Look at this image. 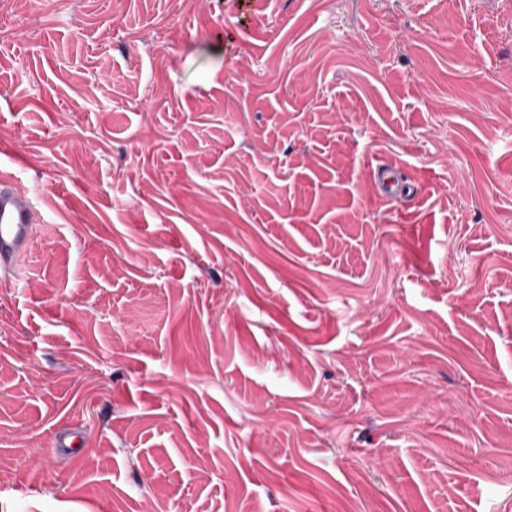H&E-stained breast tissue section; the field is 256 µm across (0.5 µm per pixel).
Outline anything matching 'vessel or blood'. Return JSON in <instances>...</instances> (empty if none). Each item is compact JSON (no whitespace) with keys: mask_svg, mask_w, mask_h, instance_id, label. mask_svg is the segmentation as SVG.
Returning <instances> with one entry per match:
<instances>
[{"mask_svg":"<svg viewBox=\"0 0 512 512\" xmlns=\"http://www.w3.org/2000/svg\"><path fill=\"white\" fill-rule=\"evenodd\" d=\"M381 196L414 195V185L400 184L394 166L383 164L373 172ZM36 222L34 199L19 186L14 175L0 171V277L9 278L17 257L27 252Z\"/></svg>","mask_w":512,"mask_h":512,"instance_id":"1","label":"vessel or blood"}]
</instances>
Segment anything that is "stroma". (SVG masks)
I'll use <instances>...</instances> for the list:
<instances>
[{
	"label": "stroma",
	"mask_w": 512,
	"mask_h": 512,
	"mask_svg": "<svg viewBox=\"0 0 512 512\" xmlns=\"http://www.w3.org/2000/svg\"><path fill=\"white\" fill-rule=\"evenodd\" d=\"M0 170V512H512V0H0ZM373 178L379 193L383 197L393 198L398 194L413 196L416 193L414 185L399 184L397 169L392 165L377 166L373 172ZM36 223L34 198L19 186L14 175L0 171V276L14 272L17 257L26 253Z\"/></svg>",
	"instance_id": "1"
}]
</instances>
